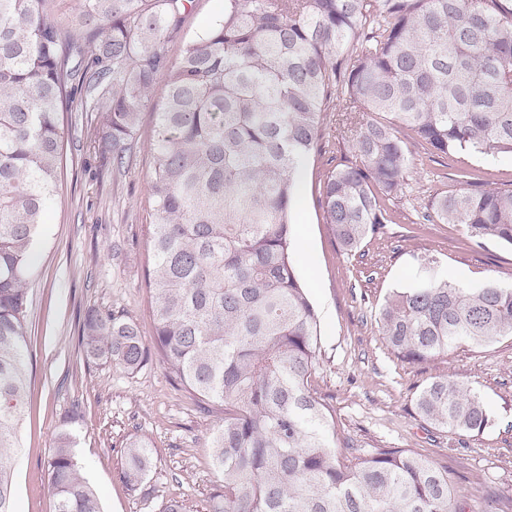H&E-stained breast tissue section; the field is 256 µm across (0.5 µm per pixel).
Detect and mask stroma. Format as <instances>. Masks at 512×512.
<instances>
[{
	"mask_svg": "<svg viewBox=\"0 0 512 512\" xmlns=\"http://www.w3.org/2000/svg\"><path fill=\"white\" fill-rule=\"evenodd\" d=\"M224 12V0H193L168 41L177 61L184 45ZM165 89L157 77L151 105L140 114L128 166H112L111 152L91 147L93 113L74 101L64 115L65 167L56 202L33 252L30 283V387L12 459L16 512H53L48 461L55 437L69 429L82 474L104 512H164L173 499L185 512H207L222 480L209 440L224 418L204 411L148 355L137 371L86 358L79 344L83 317L96 309L137 324L145 347L154 342L146 272L151 266L148 184L156 128L154 102ZM326 168L312 157L292 210L295 232H306L309 252L293 247L296 273L321 324L320 361L309 379L312 394L331 410L339 456L378 448L429 455L452 472L466 512H484L488 494L512 512V339L484 349L462 344L442 359L403 363L378 332V312L393 290L411 287L425 262L463 284L481 278L512 285V247L471 243L459 224H422L418 214L452 175L446 158L414 157L400 221L385 225L358 250L340 249L323 221L318 182ZM448 376L477 393L493 422L482 433L451 432L416 410L421 389ZM76 422H69V415ZM145 442L153 460L145 492L123 480L126 451Z\"/></svg>",
	"mask_w": 512,
	"mask_h": 512,
	"instance_id": "obj_1",
	"label": "stroma"
}]
</instances>
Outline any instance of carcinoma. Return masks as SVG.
I'll return each instance as SVG.
<instances>
[{
    "label": "carcinoma",
    "mask_w": 512,
    "mask_h": 512,
    "mask_svg": "<svg viewBox=\"0 0 512 512\" xmlns=\"http://www.w3.org/2000/svg\"><path fill=\"white\" fill-rule=\"evenodd\" d=\"M191 3L78 0L63 25L51 0H0V512H15L30 259L58 190L64 113L78 92L92 102L101 147L122 168L160 74L147 286L163 367L224 409L209 512H466L448 468L417 452L336 455L332 415L309 389L321 331L290 216L298 174L333 122L359 159H329L319 189L344 250L396 223L415 148L455 163L423 220L512 246V188L471 163L512 160V0H224L222 18L171 63L167 43ZM378 324L401 361L485 347L512 339V287L464 286L426 265L414 287L388 294ZM80 343L129 372L147 358L134 322L95 309ZM416 408L450 431L490 423L482 399L447 377ZM151 465L148 447L130 444L126 484L140 489ZM49 480L54 512H102L67 431Z\"/></svg>",
    "instance_id": "obj_1"
}]
</instances>
